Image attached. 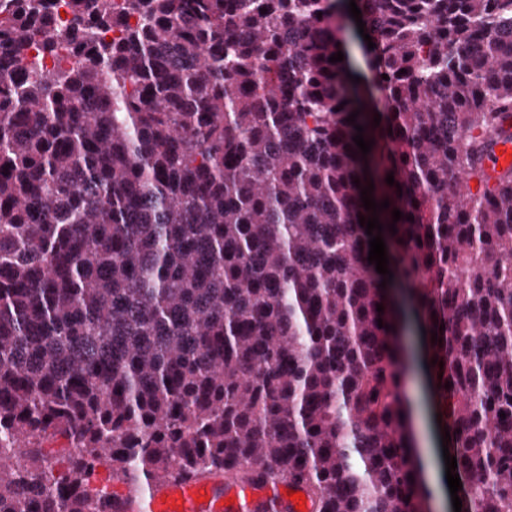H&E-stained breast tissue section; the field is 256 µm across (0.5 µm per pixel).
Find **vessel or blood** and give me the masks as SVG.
Returning <instances> with one entry per match:
<instances>
[{"label":"vessel or blood","mask_w":512,"mask_h":512,"mask_svg":"<svg viewBox=\"0 0 512 512\" xmlns=\"http://www.w3.org/2000/svg\"><path fill=\"white\" fill-rule=\"evenodd\" d=\"M490 175L512 170V140L498 142L483 162ZM288 482L261 485L227 471L209 479L178 480L164 488L131 480L115 493L114 512H313L311 503L296 507L287 497Z\"/></svg>","instance_id":"obj_1"}]
</instances>
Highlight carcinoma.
Here are the masks:
<instances>
[{"label": "carcinoma", "mask_w": 512, "mask_h": 512, "mask_svg": "<svg viewBox=\"0 0 512 512\" xmlns=\"http://www.w3.org/2000/svg\"><path fill=\"white\" fill-rule=\"evenodd\" d=\"M348 3L0 0V512H110L102 467L431 512L411 315L461 512H512V0H355L377 126ZM509 153H512V139L498 142L483 162L487 172L496 176L504 171L512 170V157H509ZM400 338V344L407 354V362L409 367L408 374V392L414 400L417 415L414 420L415 433H420L427 436L428 421H431L428 396L426 387L423 385L424 377L422 372L419 371L418 350L420 351V344L418 336L414 335L411 331H404Z\"/></svg>", "instance_id": "obj_1"}]
</instances>
